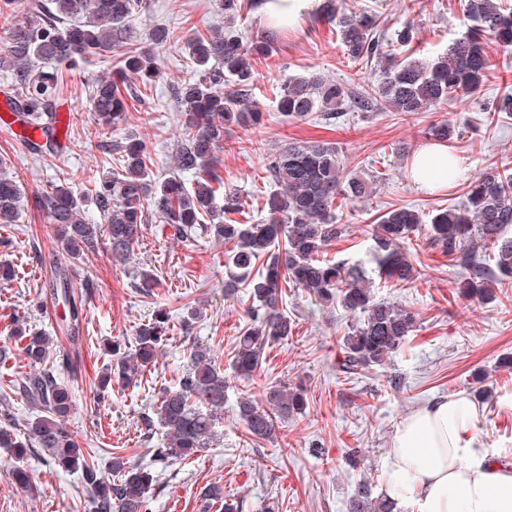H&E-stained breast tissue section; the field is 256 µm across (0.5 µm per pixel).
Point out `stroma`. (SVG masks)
Returning a JSON list of instances; mask_svg holds the SVG:
<instances>
[{
	"label": "stroma",
	"mask_w": 512,
	"mask_h": 512,
	"mask_svg": "<svg viewBox=\"0 0 512 512\" xmlns=\"http://www.w3.org/2000/svg\"><path fill=\"white\" fill-rule=\"evenodd\" d=\"M336 2L355 12L375 11L392 29L412 22L420 60L445 51L465 30L463 0ZM144 4L134 37L137 44L152 46L161 75L143 89L141 100L130 103L123 121L105 128L89 110L92 83L111 72L109 63L94 60L63 74L58 110L72 115L67 133L71 146L36 159L0 123V176L21 183L25 193L18 221L0 224V264L15 271L13 279L0 280V343L9 341L17 320L28 329L58 336L56 365L75 393L70 427L81 447L94 451L104 471L116 456L133 464L151 463L156 442L144 438L142 415L151 413L163 387L183 375L194 344L209 346L228 371L235 339L248 321L245 286L237 285L234 295L224 293L228 276L221 241L205 236L185 242L169 225L154 221L144 225L131 261L122 265L113 261L105 245L80 259L67 256L47 226L42 196L64 182L83 197L86 221L103 223L92 181L129 135L148 136L155 178L174 171L182 123L171 86L187 76L185 42L193 28L223 26L224 17L214 0ZM157 23L170 29L174 43L151 45L150 29ZM256 70L252 98L263 110L264 122L252 129L235 127L225 135L220 154L224 185L239 190L249 213L263 220L261 196L272 187L265 170L271 146L313 139L335 143L345 172L378 179L368 200L340 210L338 220L351 233L329 248L335 260L374 270L377 216L407 204L425 217L437 207L463 203L461 182L423 189L412 180L411 157L429 146L432 125L454 124L448 152L460 159L466 174L491 167L512 170V119L493 117L486 110L496 98L512 94V56H496L474 97L411 115L385 107L357 112L345 106L335 120L326 122L282 121L275 96L290 77L311 71L360 92L373 91L378 66L351 62L335 26L315 19L289 26ZM408 252L417 270L414 283L377 291L378 297L418 315L413 338L391 363L343 377L336 356L354 316L339 306L319 310L304 292L287 291L283 309L295 322L292 335L266 349L252 379L228 372L219 445L203 449L188 463L160 470L149 512H209L202 492L212 485L238 498L242 512H345L364 472L382 471L400 421L434 398L461 391L483 407L474 428L480 441L491 451L512 454V279L496 284L491 303L466 300L456 288L465 269L432 246L425 234L415 235ZM57 262L68 269L75 298L84 305L88 337L75 347L60 336L68 309L50 293ZM144 272L155 278L149 296L137 288ZM160 307L170 311L173 327L156 363L132 384L113 387L107 398L98 399L96 383L111 362L107 342L132 340L140 324ZM190 307L200 308L201 316L187 329L182 319ZM394 375L400 386L390 384ZM280 381L302 383L307 408L282 423L275 440L253 441L236 417V402L242 396L260 398L267 385ZM352 448L360 451L355 465L347 459ZM18 466L26 469L30 490L14 483L12 472ZM80 489L77 475L48 465L41 449L20 461L0 449V512H90Z\"/></svg>",
	"instance_id": "1"
}]
</instances>
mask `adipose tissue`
I'll list each match as a JSON object with an SVG mask.
<instances>
[{"instance_id":"adipose-tissue-1","label":"adipose tissue","mask_w":512,"mask_h":512,"mask_svg":"<svg viewBox=\"0 0 512 512\" xmlns=\"http://www.w3.org/2000/svg\"><path fill=\"white\" fill-rule=\"evenodd\" d=\"M322 0H262L273 25L321 17ZM411 175L420 186L448 182V148L435 144L416 155ZM479 408L466 393L434 399L399 424L383 466L401 476L400 495L410 512H512V462H497L464 433Z\"/></svg>"}]
</instances>
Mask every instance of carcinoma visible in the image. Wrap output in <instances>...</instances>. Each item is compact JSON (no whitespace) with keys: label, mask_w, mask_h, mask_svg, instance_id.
<instances>
[{"label":"carcinoma","mask_w":512,"mask_h":512,"mask_svg":"<svg viewBox=\"0 0 512 512\" xmlns=\"http://www.w3.org/2000/svg\"><path fill=\"white\" fill-rule=\"evenodd\" d=\"M225 22L233 23L250 9V0H216ZM37 14L7 27L0 47V71L7 73L14 91L10 112L21 127L39 128L43 142L38 152L57 147L54 124L62 69L76 68L91 58L112 59V76L92 84L90 112L109 127L124 119L128 100L136 99L137 85L156 81L159 72L153 56L132 43V22L143 10L142 0H49L35 4ZM327 23L336 26L345 54L351 60H374L381 77L373 92L357 94L346 84L314 73L292 77L277 93L282 120L304 121L313 114L324 120L336 117L347 103L358 112H372L384 105L394 112H427L457 96L480 91L492 68V47L512 51V5L503 0H464L467 31L448 44L435 59L399 60L392 47L412 48L414 27L402 23L388 36L379 30L375 15L325 6ZM275 32L251 42L232 33L208 27L196 30L188 40L192 77L171 88L178 104L183 137L175 151L176 173L155 183L150 180L151 155L144 138L132 136L117 146L118 169L98 176L92 196L108 224H89L83 218V198L67 184H54L44 196L48 224L64 252L77 258L96 252L107 240L112 258L121 263L131 258L142 225L153 220L169 224L178 237L193 242L210 235L228 246L225 266L247 278L250 319L237 336L231 368L244 379L261 368L266 348L293 334L294 321L280 312L283 288L306 292L322 308L341 307L361 316L340 340L336 369L355 376L382 368L415 330L413 311L375 292V280L362 267L332 262L321 257L327 246L348 235V225L336 222L337 200H364L374 181L347 174L336 146L322 140L282 144L267 154L266 170L275 189L268 192L262 210L266 219L257 224L239 222L229 215L243 213L237 192L225 189L217 172L218 153L224 149V132L231 126L257 127L263 113L250 102L256 82L255 64L266 59ZM197 177L189 188L182 173ZM24 191L20 183L0 178V224L18 219ZM466 203L439 209L427 227L415 210L401 206L379 217L373 234V250L384 282L407 285L416 270L405 244L419 229L451 260L468 270L459 282L465 299L491 301L492 284L512 278V237L504 234L512 225V173L490 170L465 183ZM263 268L253 271L257 261ZM56 295L69 306V339L80 333L79 310L68 274L57 273ZM169 317L163 308L141 324L133 347L124 350L112 342L113 363L100 382L105 390L112 381L130 384L152 364L169 334ZM24 340L23 354L29 368L16 387L20 398L36 409L18 421L8 393L0 395V448L18 460L35 448L46 462L80 474L92 512H148V494L156 483L154 466L180 464L203 448L220 442L217 424L224 413L227 389L224 370L210 347L199 345L190 352V366L172 387L163 389L153 416H143L146 431L159 425L163 446L153 450V464L130 466L112 458L113 481L99 473L93 455L80 447L68 425L72 411L69 386L50 365L58 337L18 329ZM302 388L274 384L265 388L263 403L248 397L237 402L236 416L248 436L271 439L278 423L304 412ZM375 478L359 484L347 512H391L393 499L374 496Z\"/></svg>","instance_id":"carcinoma-1"}]
</instances>
